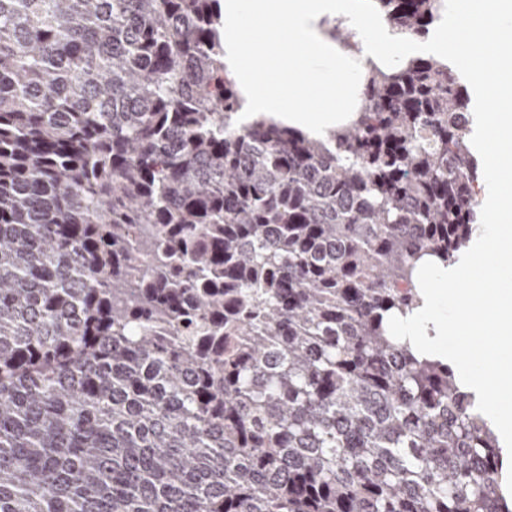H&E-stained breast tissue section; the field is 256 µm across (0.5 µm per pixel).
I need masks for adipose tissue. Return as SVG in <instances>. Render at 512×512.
I'll return each instance as SVG.
<instances>
[{
  "label": "adipose tissue",
  "instance_id": "adipose-tissue-1",
  "mask_svg": "<svg viewBox=\"0 0 512 512\" xmlns=\"http://www.w3.org/2000/svg\"><path fill=\"white\" fill-rule=\"evenodd\" d=\"M355 32L343 49L332 26ZM512 0H448L426 38L403 39L377 0H224V68L244 99L245 120L264 117L321 138L355 121L370 66L408 60L464 62L490 84L488 167L512 156Z\"/></svg>",
  "mask_w": 512,
  "mask_h": 512
}]
</instances>
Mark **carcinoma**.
<instances>
[{
  "label": "carcinoma",
  "mask_w": 512,
  "mask_h": 512,
  "mask_svg": "<svg viewBox=\"0 0 512 512\" xmlns=\"http://www.w3.org/2000/svg\"><path fill=\"white\" fill-rule=\"evenodd\" d=\"M362 97L239 124L223 0H0V512H512L474 396L386 329L476 231L469 96L421 57Z\"/></svg>",
  "instance_id": "1"
}]
</instances>
